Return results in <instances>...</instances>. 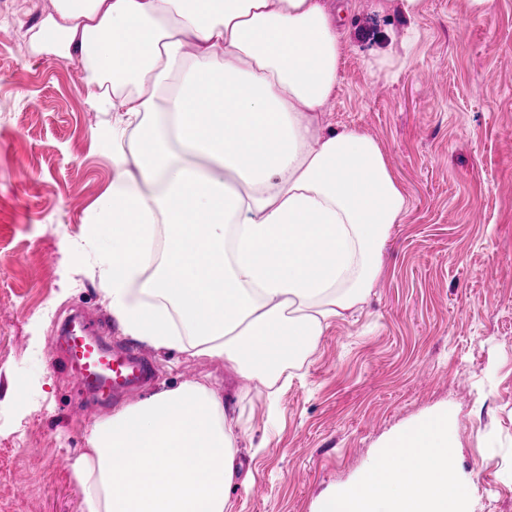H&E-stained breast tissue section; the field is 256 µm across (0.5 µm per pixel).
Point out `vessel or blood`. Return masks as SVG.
Returning a JSON list of instances; mask_svg holds the SVG:
<instances>
[{"label":"vessel or blood","instance_id":"1","mask_svg":"<svg viewBox=\"0 0 512 512\" xmlns=\"http://www.w3.org/2000/svg\"><path fill=\"white\" fill-rule=\"evenodd\" d=\"M65 360L79 384L102 402L145 385L154 376L153 363L142 351L119 344L104 346L98 336L83 331L69 340Z\"/></svg>","mask_w":512,"mask_h":512}]
</instances>
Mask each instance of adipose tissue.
I'll return each instance as SVG.
<instances>
[{
  "label": "adipose tissue",
  "mask_w": 512,
  "mask_h": 512,
  "mask_svg": "<svg viewBox=\"0 0 512 512\" xmlns=\"http://www.w3.org/2000/svg\"><path fill=\"white\" fill-rule=\"evenodd\" d=\"M40 37L113 116L81 239L122 333L273 391L367 303L409 209L380 144L324 121L344 54L329 0H54ZM228 411L191 380L95 422L72 464L84 512H227L245 432ZM454 442L444 409L403 427L316 512H473Z\"/></svg>",
  "instance_id": "1"
}]
</instances>
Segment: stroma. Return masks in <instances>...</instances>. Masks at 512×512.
<instances>
[{"instance_id":"1","label":"stroma","mask_w":512,"mask_h":512,"mask_svg":"<svg viewBox=\"0 0 512 512\" xmlns=\"http://www.w3.org/2000/svg\"><path fill=\"white\" fill-rule=\"evenodd\" d=\"M334 3L346 53L326 120L376 139L410 201L372 294L285 368L275 402L223 360L178 352H152L150 390L202 379L242 394L251 478L230 512H315L386 438L443 407L476 512H512V0L482 17L469 0H426L414 24L395 4ZM52 10L0 0V512H82L71 465L120 408L82 394L52 343L78 313L122 338L91 269L65 254L112 181V116L92 107L78 62L37 50ZM387 53L397 65L371 76Z\"/></svg>"}]
</instances>
